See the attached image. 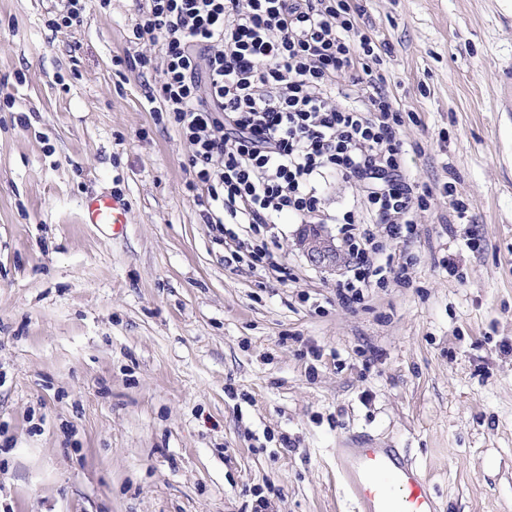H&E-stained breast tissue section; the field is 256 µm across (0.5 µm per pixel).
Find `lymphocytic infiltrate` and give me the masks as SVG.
Segmentation results:
<instances>
[{"label": "lymphocytic infiltrate", "instance_id": "lymphocytic-infiltrate-1", "mask_svg": "<svg viewBox=\"0 0 512 512\" xmlns=\"http://www.w3.org/2000/svg\"><path fill=\"white\" fill-rule=\"evenodd\" d=\"M139 12L130 43L164 54L147 101L188 144L196 202L232 260L279 270L236 225L322 223L318 185L334 176L364 206L336 218L349 256L338 304L405 283L391 249L415 236L433 191L405 172L401 108L378 70L386 47L361 29L357 0H142Z\"/></svg>", "mask_w": 512, "mask_h": 512}]
</instances>
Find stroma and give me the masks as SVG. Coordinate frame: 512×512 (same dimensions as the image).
Instances as JSON below:
<instances>
[{
	"label": "stroma",
	"instance_id": "1",
	"mask_svg": "<svg viewBox=\"0 0 512 512\" xmlns=\"http://www.w3.org/2000/svg\"><path fill=\"white\" fill-rule=\"evenodd\" d=\"M363 5L434 200L396 248L408 285L345 308L294 216L267 233L290 281L225 261L147 102L136 0L57 31L63 0H0V512H359L336 451L361 442L440 512H512V0ZM102 193L121 234L81 220Z\"/></svg>",
	"mask_w": 512,
	"mask_h": 512
}]
</instances>
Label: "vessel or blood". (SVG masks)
Returning <instances> with one entry per match:
<instances>
[{"instance_id": "vessel-or-blood-1", "label": "vessel or blood", "mask_w": 512, "mask_h": 512, "mask_svg": "<svg viewBox=\"0 0 512 512\" xmlns=\"http://www.w3.org/2000/svg\"><path fill=\"white\" fill-rule=\"evenodd\" d=\"M82 214L85 223L110 226L116 234L127 222L126 205L114 196L87 198ZM337 461L361 512H439L426 479L397 449L366 443L338 449Z\"/></svg>"}]
</instances>
